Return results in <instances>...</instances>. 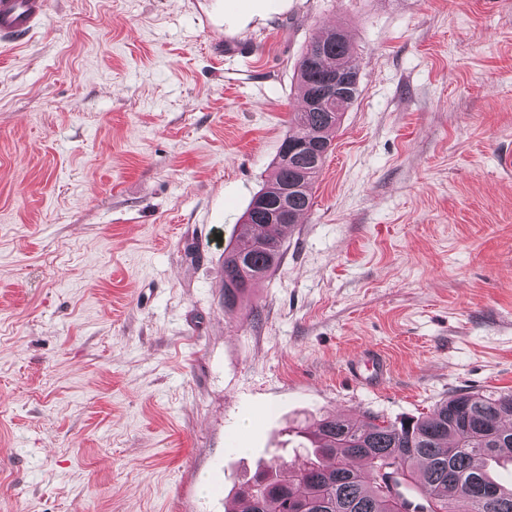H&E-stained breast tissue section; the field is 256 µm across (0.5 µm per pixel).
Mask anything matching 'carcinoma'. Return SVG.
<instances>
[{
	"mask_svg": "<svg viewBox=\"0 0 512 512\" xmlns=\"http://www.w3.org/2000/svg\"><path fill=\"white\" fill-rule=\"evenodd\" d=\"M354 48L344 30L315 34L298 64L301 106L283 142L304 140L311 154L279 155L274 179L254 196L224 249V308H233L282 261L284 233L313 206V186L332 151L333 134L359 95ZM336 76L338 94L318 98ZM248 288H235L241 270ZM512 390L458 393L422 418L357 425L326 417L310 434L311 457L295 467L273 458L236 495L249 512H457L458 487H468L466 512H512V489L483 473L485 461L512 463Z\"/></svg>",
	"mask_w": 512,
	"mask_h": 512,
	"instance_id": "obj_1",
	"label": "carcinoma"
}]
</instances>
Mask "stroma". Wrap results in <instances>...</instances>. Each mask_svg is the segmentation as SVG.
<instances>
[{
  "instance_id": "1",
  "label": "stroma",
  "mask_w": 512,
  "mask_h": 512,
  "mask_svg": "<svg viewBox=\"0 0 512 512\" xmlns=\"http://www.w3.org/2000/svg\"><path fill=\"white\" fill-rule=\"evenodd\" d=\"M333 26L359 96L225 311L224 248ZM508 389L512 0H49L0 43V512H226L325 416Z\"/></svg>"
}]
</instances>
